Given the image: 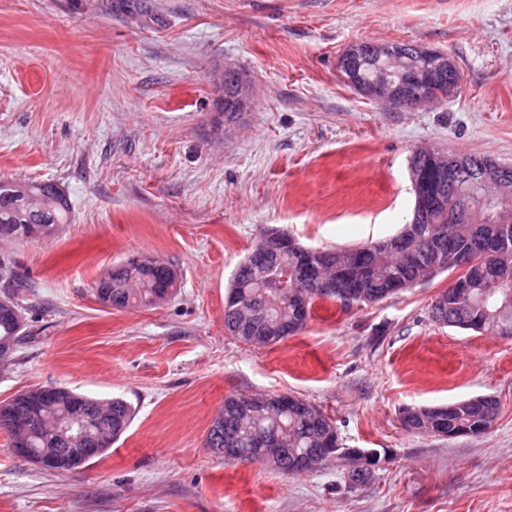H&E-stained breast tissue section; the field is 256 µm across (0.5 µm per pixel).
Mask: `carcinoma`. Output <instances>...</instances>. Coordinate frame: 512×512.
<instances>
[{
  "instance_id": "1",
  "label": "carcinoma",
  "mask_w": 512,
  "mask_h": 512,
  "mask_svg": "<svg viewBox=\"0 0 512 512\" xmlns=\"http://www.w3.org/2000/svg\"><path fill=\"white\" fill-rule=\"evenodd\" d=\"M240 73L224 76V115L234 119L238 110L234 105V83ZM440 223L431 224L424 237L414 239L407 234L411 224L394 236L395 244L384 248L380 242H369L353 248L319 249L315 254L293 243L278 255L259 251L256 242L249 254L235 270L224 299V327L238 338L257 340L269 346L286 336L301 332L312 314L318 299H334L336 295L315 291L308 281L316 276L339 277L352 288H360L367 295L377 294L386 299L402 291V286L413 287L429 272H452L459 263L465 269L456 277V284L437 294L430 304L432 320L444 326H455L458 306L457 290L469 288L473 292L470 313L461 328L475 333L493 335L500 321L495 314V300H485L481 291L495 289L512 292V225L499 229L501 250L487 256L477 251L475 240L489 239L496 230L494 224H450L445 215ZM70 223V206L63 192L50 182H14L0 180V242L29 239L27 225L41 224L50 235H55L60 224ZM288 271V287L273 292L265 288L267 279ZM177 272L169 261L144 258L135 263L131 258L122 262L95 282L93 294L113 308L154 306L170 299L177 288ZM22 287L11 261L0 259V296L9 299L10 306L0 304V347L17 351L23 340L24 322L17 320L13 310L19 309L14 290ZM288 322V335L280 336L274 328ZM275 394L255 393L248 396L229 395L224 409L213 419L205 445L211 450L225 449L238 461H252L256 451L255 439L272 435L281 439L280 457L275 469L288 475L309 471L305 462L322 466L336 457L337 450L320 443L323 434L336 431L333 421L317 406L306 409L300 404L278 409L271 404ZM52 399L57 413H76L82 416L86 430L96 437L91 442L102 456L125 431L133 410L121 398L95 399L63 387H52ZM44 397L42 388L16 394L0 402V429L9 438H15L20 427H31L26 459L49 456L42 469L64 472L78 469L89 462L85 444L60 441L48 455L45 448L53 440V421L41 420ZM101 408L112 412V418L101 427L94 415ZM495 399H484L462 406L406 407L402 421L414 432L431 434L444 430L448 435L471 433L479 435L488 428L496 414ZM375 472L359 470L348 463L345 481L351 488L370 483Z\"/></svg>"
}]
</instances>
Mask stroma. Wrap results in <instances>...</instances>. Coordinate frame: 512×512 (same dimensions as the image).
Here are the masks:
<instances>
[{
  "label": "stroma",
  "instance_id": "obj_1",
  "mask_svg": "<svg viewBox=\"0 0 512 512\" xmlns=\"http://www.w3.org/2000/svg\"><path fill=\"white\" fill-rule=\"evenodd\" d=\"M356 42L447 53L448 98L394 108L337 69ZM252 98L224 130L218 86ZM428 146L512 165V0H0V178L48 181L71 206L49 238L0 244L26 286V338L0 402L38 386L122 398L134 418L107 453L64 473L17 457L0 430V512H512V337L435 324L452 273L372 304L316 300L270 345L224 330L232 272L266 232L348 249L394 235ZM170 260L174 297L111 309L113 265ZM318 406L347 448H374L352 489L329 461L283 475L206 448L231 394ZM478 396L492 428L404 429V407Z\"/></svg>",
  "mask_w": 512,
  "mask_h": 512
}]
</instances>
